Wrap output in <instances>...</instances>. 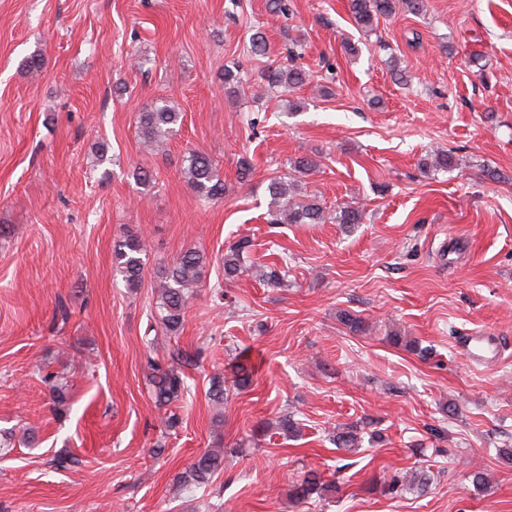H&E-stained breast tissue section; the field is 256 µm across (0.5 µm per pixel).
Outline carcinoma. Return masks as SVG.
Returning <instances> with one entry per match:
<instances>
[{
    "label": "carcinoma",
    "mask_w": 512,
    "mask_h": 512,
    "mask_svg": "<svg viewBox=\"0 0 512 512\" xmlns=\"http://www.w3.org/2000/svg\"><path fill=\"white\" fill-rule=\"evenodd\" d=\"M351 17L358 29L365 32L375 31L380 21L394 17L397 12L419 16L425 9V0H350ZM302 44L295 40L289 49L291 62L286 66L269 65L263 69L255 88L262 93L268 89H278L285 96H291L311 80L310 71L297 59L301 58ZM249 53L265 57L269 45L265 34L258 26L252 27L249 37ZM182 122V113L168 103L155 104L139 113L137 129L143 146L149 150L161 148ZM425 165L435 171L447 172L454 168L455 159L451 151H437ZM185 178L200 200L210 203L224 198V178L211 158L200 152H191L185 159L183 168ZM300 180L289 177H274L267 185L269 210L272 224H324L331 219L336 224L355 225L363 223L365 211L357 206L342 207L334 214L325 212L324 208L313 198L299 199ZM251 240L243 237L224 254V276L231 279L243 270L245 258L249 254ZM143 242L137 235L128 237L117 244L113 253V271L121 276L126 287L131 290L140 288L144 270L142 258ZM205 265L203 254L188 250L174 259L172 263L159 270L154 286L155 309L166 333L177 336L181 331L189 301L195 296L202 284V272ZM150 382L153 395L160 406H166L178 400L187 389L185 366H195L197 362L183 351L177 349L169 354V359L162 363L148 359ZM255 372L254 365L243 358L237 365L238 388L247 387ZM277 429L289 437L301 434L299 423L290 414H285L276 422ZM336 448L355 451L361 444V434L357 427L343 428L333 435ZM224 451L208 449L191 462L185 471L178 474V480L185 486H201L222 469ZM429 477L422 473L410 478L392 477L380 484L383 494H395L414 487L425 490ZM339 490L336 483L323 478L317 470H309L293 482L288 489V496L297 503L307 502L313 498L321 499Z\"/></svg>",
    "instance_id": "cac0c4a2"
}]
</instances>
